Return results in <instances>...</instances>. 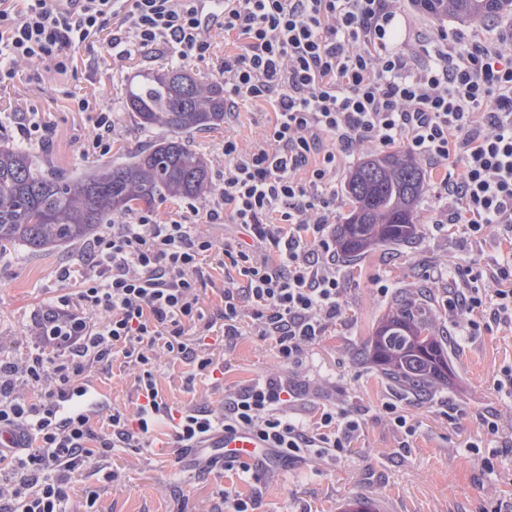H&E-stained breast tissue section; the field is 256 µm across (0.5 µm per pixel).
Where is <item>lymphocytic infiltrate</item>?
I'll list each match as a JSON object with an SVG mask.
<instances>
[{
  "label": "lymphocytic infiltrate",
  "mask_w": 512,
  "mask_h": 512,
  "mask_svg": "<svg viewBox=\"0 0 512 512\" xmlns=\"http://www.w3.org/2000/svg\"><path fill=\"white\" fill-rule=\"evenodd\" d=\"M396 16L393 0H0L1 90L20 61L63 75L74 49L94 41L126 55L164 45L183 62L204 61L217 29L241 42L224 58L227 107L251 100L274 110L250 149L225 138L223 184L204 207H188L205 223L237 226L247 244L217 245L187 218L161 222L149 210L116 220L87 247L89 273L77 294L54 304L75 330L22 360L0 361V430L23 442L0 453V512H70L74 486L99 466L92 441L106 451L142 447L155 418L173 414L156 384L162 361L211 364L184 341L197 324H223L228 339L250 329L292 365L342 319L329 207L341 162L357 144L402 140L431 162L463 161L462 174L437 193L445 219L502 256L483 285L449 280L444 304L466 316L469 339L487 319L512 326V36L495 29L488 42L465 43L439 29L418 65L391 43ZM67 97L97 113L86 151H111L110 106ZM216 253L224 303L208 319L200 287ZM119 359L137 371L134 415L113 411L101 436L91 418L58 415L57 401L85 370ZM296 397L290 381L265 374L226 393L221 412L181 410L175 441L189 448L222 428L254 434L282 460L310 448L348 454L359 420L330 407L309 428L288 411Z\"/></svg>",
  "instance_id": "1"
}]
</instances>
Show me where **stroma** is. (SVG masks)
<instances>
[{"mask_svg": "<svg viewBox=\"0 0 512 512\" xmlns=\"http://www.w3.org/2000/svg\"><path fill=\"white\" fill-rule=\"evenodd\" d=\"M396 8L393 39L419 62L424 59L422 47L436 28L473 41L486 28L479 20H435L412 0H397ZM74 54L77 67L64 75L46 71L37 61L18 64L14 83L0 93V137L18 138L12 112L42 113L51 126V145L32 146L30 154L52 158L67 171L82 174L122 162L162 136V129L136 125L124 110V96L135 75L169 69L176 61L171 50L155 47L128 59L98 61L87 45ZM68 89L111 104L119 136L110 153H83L94 118L76 110L64 95ZM271 111L267 103L243 101L235 118L186 135V144L206 158L212 184L224 178L225 137L249 148L260 140ZM423 169L416 238L341 264L345 315L305 350L299 364H283L272 341L257 336L226 344L216 327L206 339L210 369L201 371L176 358L162 364L156 374L159 393L169 405L217 410L225 392L244 388L265 372H281L309 388L296 405L306 423L316 424L322 409L331 405L358 415L361 431L350 453L337 459L314 454L294 458L270 473H246L237 465L207 467L177 448L172 422L163 417L144 448L105 452L103 472L87 475L75 486L72 512H85L89 488L99 494L97 512H213L226 491L253 500V512H345L354 501L372 503L375 512H512V397L494 388L500 371L512 367V331L485 326L472 340L454 345L448 382L427 399L392 387L369 353L371 336L402 288L426 296L440 334L453 331L459 321L448 315L437 273L451 269L457 281L468 280L483 272L496 255L462 232L451 234L440 227L443 214L435 191L450 169L428 163ZM84 249L81 242L41 252L18 247L0 261V356L28 354L32 344L27 328L37 312L52 297L79 290L86 274ZM64 267L71 270L70 280L59 278ZM90 377L108 396L107 409L93 418L96 433L104 434L110 429L111 409L135 413L137 383L120 361ZM390 403L413 424L412 436L393 425L385 410ZM490 416L497 417L500 426L494 437L483 434V422ZM107 470L112 479L104 478Z\"/></svg>", "mask_w": 512, "mask_h": 512, "instance_id": "stroma-1", "label": "stroma"}]
</instances>
